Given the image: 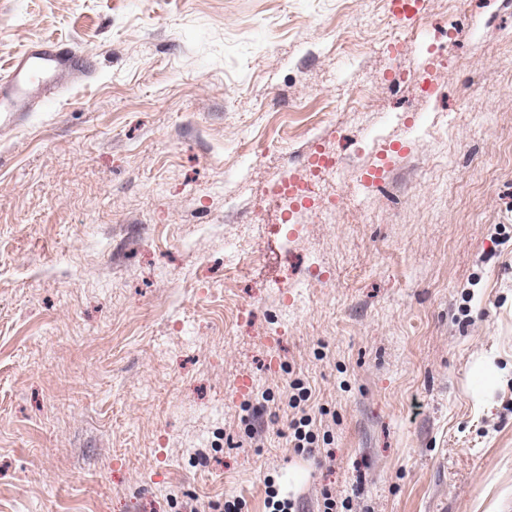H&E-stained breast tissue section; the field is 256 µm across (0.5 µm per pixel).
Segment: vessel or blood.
<instances>
[{"label":"vessel or blood","mask_w":512,"mask_h":512,"mask_svg":"<svg viewBox=\"0 0 512 512\" xmlns=\"http://www.w3.org/2000/svg\"><path fill=\"white\" fill-rule=\"evenodd\" d=\"M389 13L399 26L423 19L425 0H388ZM92 69L85 55L63 41L33 43L5 66H0V121L14 113L35 112L48 106L72 81Z\"/></svg>","instance_id":"obj_1"}]
</instances>
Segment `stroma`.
<instances>
[{
  "mask_svg": "<svg viewBox=\"0 0 512 512\" xmlns=\"http://www.w3.org/2000/svg\"><path fill=\"white\" fill-rule=\"evenodd\" d=\"M448 5L0 0V65L48 38L93 65L0 124V512H267L270 480L308 512H512V0ZM319 147L336 213L282 222L268 186ZM389 13L398 26H408L417 20L423 19L425 0H389ZM301 416L293 419L290 424L292 429L291 443L297 453L310 455L315 452L318 445V428L316 419L305 409H301Z\"/></svg>",
  "mask_w": 512,
  "mask_h": 512,
  "instance_id": "stroma-1",
  "label": "stroma"
}]
</instances>
